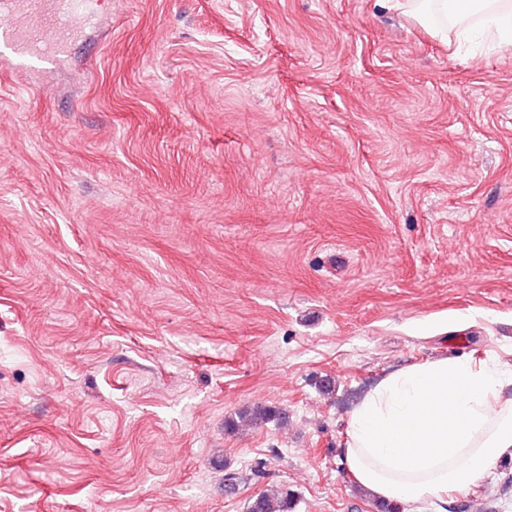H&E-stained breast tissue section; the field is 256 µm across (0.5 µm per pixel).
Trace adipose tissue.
Wrapping results in <instances>:
<instances>
[{"instance_id": "adipose-tissue-1", "label": "adipose tissue", "mask_w": 512, "mask_h": 512, "mask_svg": "<svg viewBox=\"0 0 512 512\" xmlns=\"http://www.w3.org/2000/svg\"><path fill=\"white\" fill-rule=\"evenodd\" d=\"M440 34L474 22L512 43V0H384ZM512 369L440 358L384 379L352 411L345 459L357 482L412 506L464 492L512 455Z\"/></svg>"}]
</instances>
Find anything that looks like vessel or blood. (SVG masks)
I'll list each match as a JSON object with an SVG mask.
<instances>
[{
	"mask_svg": "<svg viewBox=\"0 0 512 512\" xmlns=\"http://www.w3.org/2000/svg\"><path fill=\"white\" fill-rule=\"evenodd\" d=\"M87 18L73 0H0V41L48 75L65 62Z\"/></svg>",
	"mask_w": 512,
	"mask_h": 512,
	"instance_id": "vessel-or-blood-1",
	"label": "vessel or blood"
}]
</instances>
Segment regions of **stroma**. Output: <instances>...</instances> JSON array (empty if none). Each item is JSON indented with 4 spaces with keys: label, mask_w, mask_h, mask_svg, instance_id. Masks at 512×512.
Returning a JSON list of instances; mask_svg holds the SVG:
<instances>
[{
    "label": "stroma",
    "mask_w": 512,
    "mask_h": 512,
    "mask_svg": "<svg viewBox=\"0 0 512 512\" xmlns=\"http://www.w3.org/2000/svg\"><path fill=\"white\" fill-rule=\"evenodd\" d=\"M91 9L51 81L0 67V512H379L352 409L512 367V45L378 0ZM424 512H512V456ZM296 498L287 487L263 491L252 497L247 504V512H293Z\"/></svg>",
    "instance_id": "obj_1"
}]
</instances>
